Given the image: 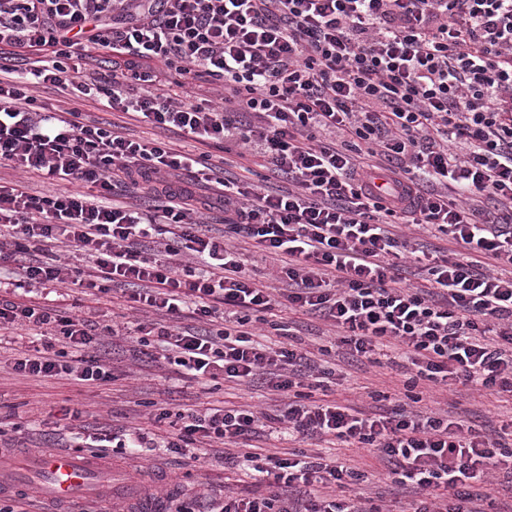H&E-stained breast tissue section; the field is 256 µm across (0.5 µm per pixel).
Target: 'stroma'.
<instances>
[{"mask_svg": "<svg viewBox=\"0 0 512 512\" xmlns=\"http://www.w3.org/2000/svg\"><path fill=\"white\" fill-rule=\"evenodd\" d=\"M29 336L24 328L0 332V428L13 431L18 446L11 456L21 470L48 453L74 450L85 441L84 430L88 427L120 432L140 426L162 433V426L153 425L151 420L158 407L196 410L206 405L234 404L270 413L285 402L284 397L257 384L226 382L219 389L207 390L204 383L181 378L160 364L133 361L129 352L109 339L103 346L112 352L113 381L78 385L60 376L24 380L13 373L11 361ZM336 367L343 371L344 378L331 385L333 398L362 412L379 410L372 392L388 395L393 404L404 398V377L388 362L351 364L340 358ZM417 392L421 408L465 415L490 430L512 419V399L507 397L492 403L462 385L452 393L423 385ZM67 398L84 410L82 423H61L60 409ZM111 473L118 498L128 500L141 491L160 498L163 512H175L184 498L196 499L200 512H208L212 502L227 492L244 494L258 488L247 467L225 465L218 447L195 460L162 448H144L135 457L114 456Z\"/></svg>", "mask_w": 512, "mask_h": 512, "instance_id": "1", "label": "stroma"}]
</instances>
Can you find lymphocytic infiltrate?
I'll list each match as a JSON object with an SVG mask.
<instances>
[{"label":"lymphocytic infiltrate","mask_w":512,"mask_h":512,"mask_svg":"<svg viewBox=\"0 0 512 512\" xmlns=\"http://www.w3.org/2000/svg\"><path fill=\"white\" fill-rule=\"evenodd\" d=\"M94 55L106 72L80 79L72 59ZM165 68L178 92H160ZM204 75L222 82L220 103L190 100ZM36 81L67 91L65 107L34 110ZM94 97L119 118L261 159L275 185L227 177L206 151L123 135L83 114ZM0 166L86 186L0 184V265L14 270L0 280V329L37 335L16 374L111 381L93 349L114 326L38 296L119 290L143 314L138 359L155 360L157 341L180 376L292 393L279 415L156 413L173 429L167 450L222 445L270 489L225 495L217 512H388L355 495L367 472L302 448L251 451L276 423L379 454L385 479L415 490L412 512H475L472 487L512 482V422L489 433L464 417L318 398L336 375L317 361L331 348L274 349L256 333L288 307L332 327L354 362L406 361L405 390L512 394V0H0ZM401 224L455 248L403 262L414 247ZM239 238L270 260L266 279L246 269ZM65 249L91 266L70 265ZM186 316L196 327L178 326Z\"/></svg>","instance_id":"obj_1"}]
</instances>
